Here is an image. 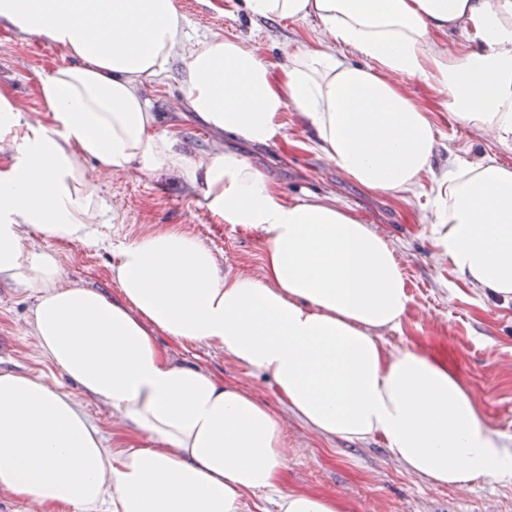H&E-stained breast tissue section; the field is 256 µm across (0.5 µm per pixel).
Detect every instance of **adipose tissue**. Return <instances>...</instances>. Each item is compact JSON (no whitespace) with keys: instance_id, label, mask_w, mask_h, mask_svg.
I'll use <instances>...</instances> for the list:
<instances>
[{"instance_id":"1","label":"adipose tissue","mask_w":512,"mask_h":512,"mask_svg":"<svg viewBox=\"0 0 512 512\" xmlns=\"http://www.w3.org/2000/svg\"><path fill=\"white\" fill-rule=\"evenodd\" d=\"M273 21L316 20V43L280 73L244 41L187 44L174 0H0V28L62 49L41 78L44 119H22L0 87V279L36 295L32 333L52 365L111 408L135 443L107 449L69 393L0 371V492L43 512H349L323 494L284 490L281 418L245 389L175 362L158 342L222 351L271 379L319 435L382 437L410 473L466 487L512 482V438L492 428L446 358L394 351L410 303L394 249L331 196L285 199L245 157L183 150L144 87L173 56L182 106L211 130L267 146L294 111L312 145L372 194L404 197L431 169L429 113L395 83L425 79L462 125L512 149V0H244ZM457 35L461 48L442 44ZM174 174L203 205L264 245L262 273L221 272L207 244L166 227L127 244L117 295L70 283L27 231L96 243L101 206L86 177ZM436 245L469 284L512 300V166L453 164L437 182Z\"/></svg>"}]
</instances>
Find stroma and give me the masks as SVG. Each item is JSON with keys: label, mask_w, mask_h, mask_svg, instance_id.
<instances>
[{"label": "stroma", "mask_w": 512, "mask_h": 512, "mask_svg": "<svg viewBox=\"0 0 512 512\" xmlns=\"http://www.w3.org/2000/svg\"><path fill=\"white\" fill-rule=\"evenodd\" d=\"M176 5L187 20L191 39L216 34L236 37L278 68L290 53L317 37L315 21L272 22L247 13L243 0H230L223 11L214 8L213 0H176ZM64 62L57 47L0 29V87L10 89L28 112L41 108L37 98L41 75ZM183 81L182 63L174 57L162 80L149 84L147 90L164 122L178 128L184 148L194 155L224 148L236 151L285 197L332 193L384 233L395 249L411 298L400 329L384 332L386 346L447 356L479 400L488 423L512 435V300L496 299L467 284L441 256L432 231L435 177L447 170L449 160L484 155L512 164V151L459 125L425 81L403 79L409 95L430 110L437 146L432 171L413 194L404 200L382 198L346 178L314 149L296 147V140L303 137L296 121H289L284 138L269 146L220 138L194 113L179 108ZM88 168L96 175L101 221L110 227L108 240L62 242L35 232L27 238L28 246L60 260L68 281L115 293L118 285L112 267L120 246L156 228L172 226L210 246L225 274H260L262 243L243 228L219 223L202 205L197 190L182 178L134 170L103 174L93 162ZM35 302L31 292L0 281V337L10 341L8 349H0V368L51 382L59 374L41 355L30 332ZM157 340L177 362L197 365L241 385L282 419L288 443L286 490L337 497L350 512H512V484L486 479L465 488L434 485L406 471L383 438L349 442L316 434L277 399L270 379L248 372L223 352L207 346L185 348L162 333Z\"/></svg>", "instance_id": "35a3bbf8"}]
</instances>
